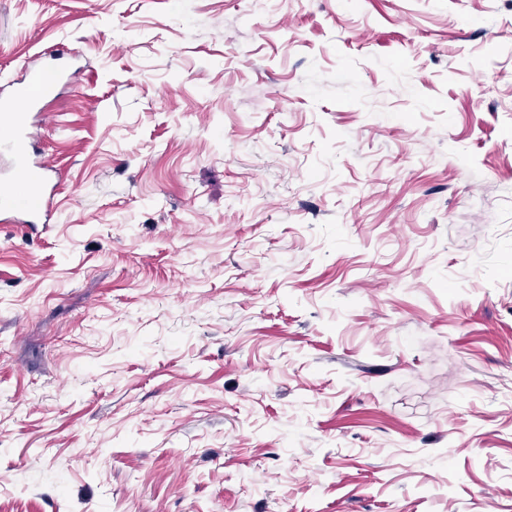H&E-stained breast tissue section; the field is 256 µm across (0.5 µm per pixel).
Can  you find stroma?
<instances>
[{
  "label": "stroma",
  "instance_id": "stroma-1",
  "mask_svg": "<svg viewBox=\"0 0 512 512\" xmlns=\"http://www.w3.org/2000/svg\"><path fill=\"white\" fill-rule=\"evenodd\" d=\"M57 49L0 512H512V0H0Z\"/></svg>",
  "mask_w": 512,
  "mask_h": 512
}]
</instances>
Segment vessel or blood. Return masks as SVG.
I'll use <instances>...</instances> for the list:
<instances>
[{"instance_id":"1","label":"vessel or blood","mask_w":512,"mask_h":512,"mask_svg":"<svg viewBox=\"0 0 512 512\" xmlns=\"http://www.w3.org/2000/svg\"><path fill=\"white\" fill-rule=\"evenodd\" d=\"M37 84L9 83L0 90V151L13 159L7 177L0 179V215L27 216L30 223L46 224L53 217V169L31 156V110L66 77L63 66L36 67Z\"/></svg>"}]
</instances>
